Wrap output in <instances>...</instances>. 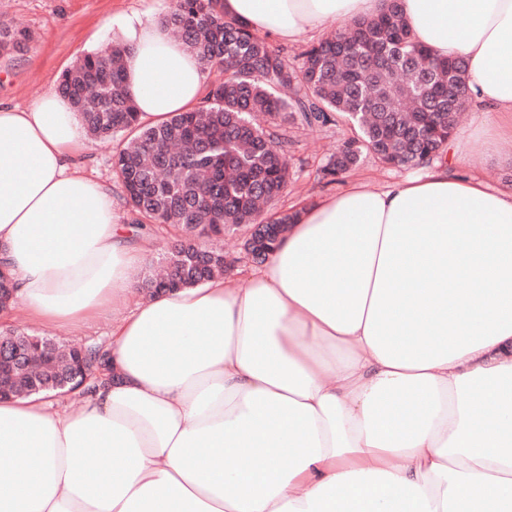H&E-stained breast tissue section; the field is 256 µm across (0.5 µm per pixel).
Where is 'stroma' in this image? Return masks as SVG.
Returning <instances> with one entry per match:
<instances>
[{
    "instance_id": "35a3bbf8",
    "label": "stroma",
    "mask_w": 512,
    "mask_h": 512,
    "mask_svg": "<svg viewBox=\"0 0 512 512\" xmlns=\"http://www.w3.org/2000/svg\"><path fill=\"white\" fill-rule=\"evenodd\" d=\"M173 6L174 0H0V21L32 36L23 54L0 58V103L24 108L58 89L62 73L80 56L118 41V31L110 26L113 18L147 10L160 21ZM288 134L292 140L290 182L277 203L281 209L339 193L355 181L378 188L386 182L419 174L415 168L381 166L367 155L344 177L330 183L322 178L320 169L350 136L349 126L320 128L299 123L289 127ZM122 146L119 139L109 144L92 143L90 152L82 157V164L87 175L110 189L122 222L130 224L135 216L125 202L121 182L112 166V157ZM472 146L475 153L484 157L483 173L491 185H512V142H501L491 148L478 137ZM119 318V311L108 307L89 327L74 330L34 323L18 308L0 320V325L22 327L70 343H106L113 323Z\"/></svg>"
}]
</instances>
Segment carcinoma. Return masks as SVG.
Listing matches in <instances>:
<instances>
[{"label": "carcinoma", "mask_w": 512, "mask_h": 512, "mask_svg": "<svg viewBox=\"0 0 512 512\" xmlns=\"http://www.w3.org/2000/svg\"><path fill=\"white\" fill-rule=\"evenodd\" d=\"M164 24L212 76L197 106L166 120L143 123L124 85L126 46L89 53L65 71L59 85L99 142L127 137L113 156L135 224H164L173 244L160 258L175 273L169 284L146 272L140 289L198 286L224 271V250L209 241L226 229L254 224L274 228L264 262L292 223L288 211L260 217L257 203L272 204L287 187L290 142L280 132L299 120L309 126L344 123L352 135L321 168L331 183L363 153L380 163L417 167L440 155L467 106L468 73L460 57L442 58L412 38L399 0L311 45L294 67L266 38L224 15L221 0H175ZM30 35L0 23V56L21 53ZM286 87L290 95L283 97ZM29 332L0 330V349L26 341ZM48 359L31 351L39 371L16 367L4 377L5 397L52 391L69 380L68 360L86 358L88 380L109 373L102 344H55Z\"/></svg>", "instance_id": "1"}]
</instances>
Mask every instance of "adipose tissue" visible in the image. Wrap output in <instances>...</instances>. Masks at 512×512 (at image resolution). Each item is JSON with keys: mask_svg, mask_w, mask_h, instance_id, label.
I'll list each match as a JSON object with an SVG mask.
<instances>
[{"mask_svg": "<svg viewBox=\"0 0 512 512\" xmlns=\"http://www.w3.org/2000/svg\"><path fill=\"white\" fill-rule=\"evenodd\" d=\"M400 3L512 140V0ZM223 4L298 41L383 0ZM115 24L142 120L200 101L204 71L151 13ZM89 147L58 93L0 105V265L37 322L89 323L148 260L82 171ZM451 147L424 176L296 208L246 288L218 276L136 302L112 327L111 382L0 400V512H512V186L472 166L466 130Z\"/></svg>", "mask_w": 512, "mask_h": 512, "instance_id": "adipose-tissue-1", "label": "adipose tissue"}]
</instances>
